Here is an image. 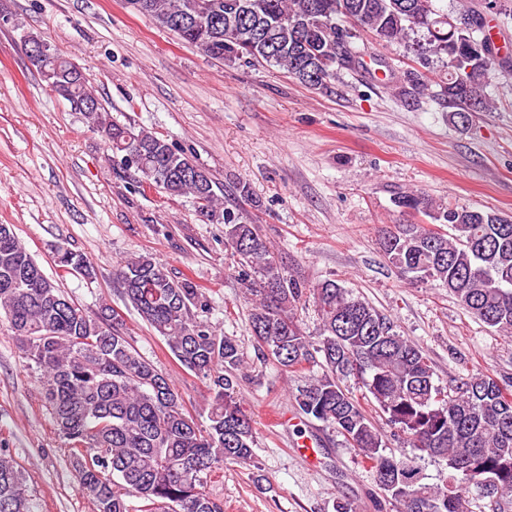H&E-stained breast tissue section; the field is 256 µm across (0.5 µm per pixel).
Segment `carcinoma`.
Wrapping results in <instances>:
<instances>
[{
  "mask_svg": "<svg viewBox=\"0 0 512 512\" xmlns=\"http://www.w3.org/2000/svg\"><path fill=\"white\" fill-rule=\"evenodd\" d=\"M206 56L225 64L268 65L299 83L327 90L338 71L365 66L356 28L383 44H404L419 55L446 56L441 96L458 123L490 107L486 94L500 70L487 43L482 13L448 12L435 0H126ZM49 91L81 112L112 155L134 169L139 187L191 195L201 212L222 217L225 240L250 296L249 330L257 346L285 373L304 374L297 410L345 437L372 470L377 488L398 512H469L463 491L488 500L493 512L512 503V385L485 374L437 384L415 342L394 322L335 280L315 285L288 273L283 259L248 222L218 212L213 182L161 134L114 121L90 79L54 51L33 61ZM397 207L422 213L421 224H389L380 243L389 264L412 283L448 288L466 312L496 332L512 334V216L495 210L439 204L405 193ZM65 273L94 275L88 257L55 247ZM114 277L126 301L165 341L180 366L208 382V424L185 411L171 380L145 359L105 305L91 315L47 276L14 232L0 224V313L19 349L43 379L44 401L68 445L78 487L94 512H224L204 477L226 463L253 457L252 418L237 395L242 355L193 309L203 293L188 277L175 279L149 256L119 264ZM312 300L319 339L294 316ZM321 355L323 372L310 374ZM361 380L385 422L416 454H385L384 435L342 386ZM446 462L442 486L424 482L421 461ZM494 482L477 489V482ZM0 512H35L25 474L0 453Z\"/></svg>",
  "mask_w": 512,
  "mask_h": 512,
  "instance_id": "carcinoma-1",
  "label": "carcinoma"
}]
</instances>
